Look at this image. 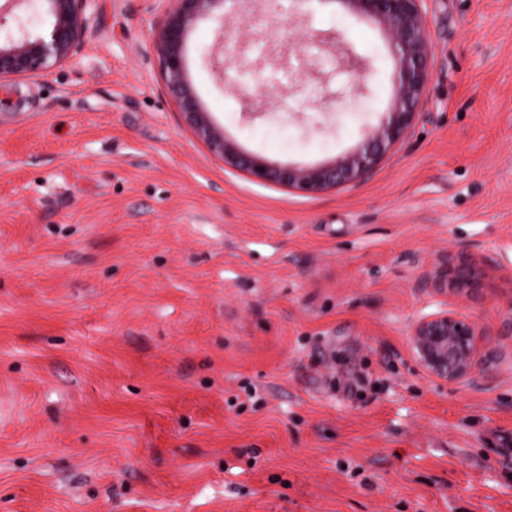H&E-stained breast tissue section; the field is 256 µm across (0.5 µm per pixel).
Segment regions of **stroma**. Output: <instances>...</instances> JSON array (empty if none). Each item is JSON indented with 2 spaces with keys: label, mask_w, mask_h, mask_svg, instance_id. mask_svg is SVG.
<instances>
[{
  "label": "stroma",
  "mask_w": 512,
  "mask_h": 512,
  "mask_svg": "<svg viewBox=\"0 0 512 512\" xmlns=\"http://www.w3.org/2000/svg\"><path fill=\"white\" fill-rule=\"evenodd\" d=\"M175 0H95L81 57L0 82V512H512V0H425L423 115L319 195L210 152L155 49ZM199 22L201 105L240 149L319 164L393 94L386 34L315 0ZM224 39H217V31ZM335 34L372 63L228 89L212 61ZM251 100L254 117L242 112ZM501 274L463 299L446 260ZM450 308L489 329V377L447 385L408 343ZM499 270L498 264L491 257H485L480 262L455 263L452 259L429 272L426 276V286L448 288V291L464 296L474 288L481 285L482 281L494 275Z\"/></svg>",
  "instance_id": "1"
}]
</instances>
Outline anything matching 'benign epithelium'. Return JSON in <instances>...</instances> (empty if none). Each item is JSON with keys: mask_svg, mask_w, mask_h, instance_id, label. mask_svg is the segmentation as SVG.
<instances>
[{"mask_svg": "<svg viewBox=\"0 0 512 512\" xmlns=\"http://www.w3.org/2000/svg\"><path fill=\"white\" fill-rule=\"evenodd\" d=\"M50 17L46 33L28 30L29 21L13 16L16 30L0 39V81L38 77L41 73L76 60L83 52L85 34L94 0H41ZM176 7L156 40L167 87L179 112L210 150L224 163L250 175L255 181L272 183L317 195L355 182L375 170L386 153L402 142L420 118L419 107L429 76V43L424 0H336L353 16L369 20L388 37L397 60L394 94L378 124L357 149L340 154L325 164H275L242 152L224 135L199 103L185 77V46L189 33L200 20L241 15L245 0H175ZM252 46L240 43L228 58L229 68L247 77L261 72L258 60L250 58ZM339 67L360 77L370 63L346 51ZM499 270L491 257L479 262H447L426 276L431 288H446L464 296ZM489 335L486 327L450 309L420 317L408 339L411 355L427 375L449 384H472L480 371L491 370L492 354L480 343Z\"/></svg>", "mask_w": 512, "mask_h": 512, "instance_id": "1", "label": "benign epithelium"}]
</instances>
